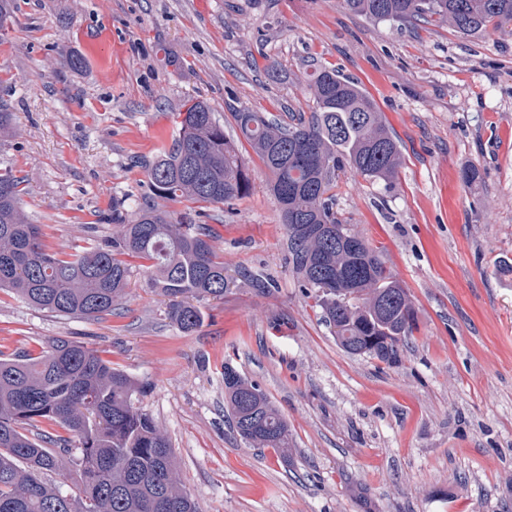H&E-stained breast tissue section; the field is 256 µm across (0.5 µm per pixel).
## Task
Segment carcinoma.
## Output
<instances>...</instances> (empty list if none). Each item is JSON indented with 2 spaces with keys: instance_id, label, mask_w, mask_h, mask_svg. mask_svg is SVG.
Returning <instances> with one entry per match:
<instances>
[{
  "instance_id": "cac0c4a2",
  "label": "carcinoma",
  "mask_w": 512,
  "mask_h": 512,
  "mask_svg": "<svg viewBox=\"0 0 512 512\" xmlns=\"http://www.w3.org/2000/svg\"><path fill=\"white\" fill-rule=\"evenodd\" d=\"M377 21L446 23L463 36L512 29V0H344ZM309 116L285 123L240 108L236 128L272 174L270 191L287 234L289 264L336 342L350 355L396 364L416 330L411 296L382 251L336 217V178L350 169L391 181L401 147L354 80L322 68L308 84ZM150 194L129 210L112 199L110 236L64 256L42 242L20 207L23 180L0 169V289L63 316L99 320L125 294L130 260L149 262L152 287L184 331L203 321L191 300L224 297L229 281L212 231L163 201L229 204L251 181L235 143L205 100L178 113L169 149L138 161ZM146 385L81 342L55 338L36 356H0V512H199L178 478L172 444L139 406ZM224 406L254 448L288 453V421L255 383L224 367ZM56 426L48 432L42 426ZM73 478V490L42 480Z\"/></svg>"
}]
</instances>
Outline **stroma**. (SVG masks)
Segmentation results:
<instances>
[{"label":"stroma","mask_w":512,"mask_h":512,"mask_svg":"<svg viewBox=\"0 0 512 512\" xmlns=\"http://www.w3.org/2000/svg\"><path fill=\"white\" fill-rule=\"evenodd\" d=\"M15 5L0 37V100L15 114L0 167L23 178L22 207L52 251L81 250L85 224L114 232L113 198L149 192L132 157L170 146L188 100H206L229 134L238 108L309 113V75L333 68L366 89L403 152L388 186L340 172L336 211L382 249L417 329L395 364L338 346L288 266L271 176L240 139L248 195L167 205L198 210L234 279L202 301L200 327L170 320L136 260L98 321L1 291L0 353L66 337L147 383L140 405L200 512H512V275L495 267L512 260V31L373 22L343 0ZM228 366L286 417L288 452L250 447L229 424Z\"/></svg>","instance_id":"35a3bbf8"}]
</instances>
